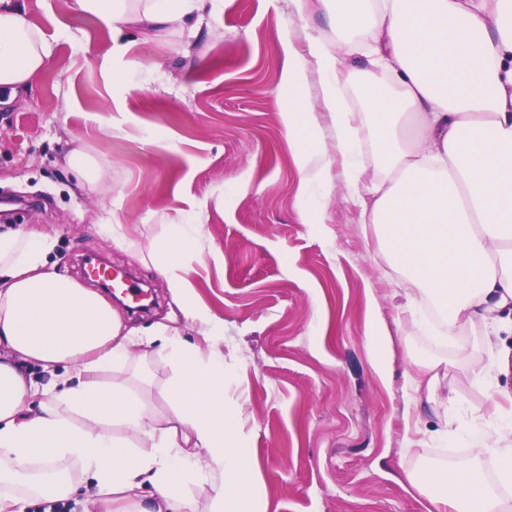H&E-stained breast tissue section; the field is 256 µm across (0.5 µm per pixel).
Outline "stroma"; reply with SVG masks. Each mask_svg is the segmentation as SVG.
Returning <instances> with one entry per match:
<instances>
[{"label":"stroma","instance_id":"1","mask_svg":"<svg viewBox=\"0 0 512 512\" xmlns=\"http://www.w3.org/2000/svg\"><path fill=\"white\" fill-rule=\"evenodd\" d=\"M26 17L53 55L15 101L0 93V202L20 203L11 226L54 235L57 271L78 282L90 255L131 272L156 304L120 316L147 328L176 309L167 282L101 227L121 225L146 246L164 225H197L195 297L220 322L227 395L267 512H434L406 471L454 467L474 451L445 446L441 408L407 378L418 361L447 360L441 389L460 420L481 418L496 435L488 395L512 393V333L496 336L504 362L493 366L484 328L458 329L445 348L400 313L397 276L341 162L316 223H303L280 43L287 30L300 50L331 38L322 15L299 20L289 0H213L197 36L149 39L130 28L113 36L73 0H26ZM116 43L125 54H113ZM74 152L108 179L79 183L66 164ZM374 315L390 337L383 375L366 335ZM471 366L488 368L490 386L471 381Z\"/></svg>","mask_w":512,"mask_h":512}]
</instances>
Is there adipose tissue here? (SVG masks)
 Listing matches in <instances>:
<instances>
[{"label":"adipose tissue","instance_id":"obj_1","mask_svg":"<svg viewBox=\"0 0 512 512\" xmlns=\"http://www.w3.org/2000/svg\"><path fill=\"white\" fill-rule=\"evenodd\" d=\"M209 0H74L76 10L142 33L185 28ZM299 19L319 9L335 41L306 51L283 32L284 122L298 156L302 195L328 191L330 166L307 75L322 76L321 100L335 123V150L352 199L371 198L369 220L403 286L405 310L436 343L449 328L512 330V0H290ZM52 46L22 0H0V87L19 95L50 64ZM360 79L362 112H351L348 79ZM377 146L381 176L365 179L356 116ZM167 279L185 318L205 336L217 321L192 297L194 228L170 224L148 248L113 234ZM53 237L22 228L0 233V512L37 500L98 498L105 512H197L193 488L211 486L209 512H265L261 481L224 397L217 346L200 354L178 330L152 340L174 378L158 394V418L131 348L140 341L98 292L60 276ZM41 364L34 378L25 365ZM120 428L122 436L111 433ZM498 462L489 484L481 460L440 472H408L431 487L436 512H504L512 485V438L462 434ZM81 478H73L71 465Z\"/></svg>","mask_w":512,"mask_h":512}]
</instances>
